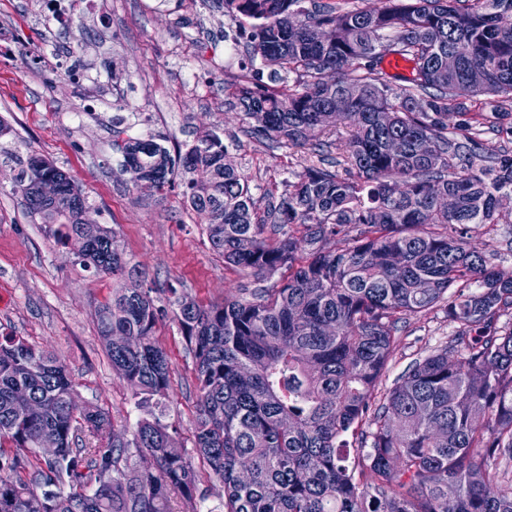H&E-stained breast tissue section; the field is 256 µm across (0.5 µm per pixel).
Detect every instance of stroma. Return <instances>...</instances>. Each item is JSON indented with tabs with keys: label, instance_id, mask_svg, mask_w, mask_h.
I'll return each mask as SVG.
<instances>
[{
	"label": "stroma",
	"instance_id": "obj_1",
	"mask_svg": "<svg viewBox=\"0 0 512 512\" xmlns=\"http://www.w3.org/2000/svg\"><path fill=\"white\" fill-rule=\"evenodd\" d=\"M0 334L57 355L71 371L80 402L108 411L119 425L142 416L127 383L113 371L98 333L96 309L119 288L95 275L28 213L14 178L20 160L38 153L71 173L96 223L112 227L127 262L162 290L171 286L203 303L255 280L225 267L207 239L203 215L181 195L148 197L121 174L112 118L171 152L186 151L201 132L216 133L259 205L280 195L319 156L311 146H269L255 138L238 105L239 76L269 67L246 49L224 53L239 23L217 0H0ZM194 79H187V72ZM94 104L84 121L72 115ZM503 223L478 230L472 246L496 269L512 273V203ZM454 331L444 309L408 317L382 377L393 387L411 361L443 348ZM155 336L172 362L165 423L190 441L195 419V362L176 323Z\"/></svg>",
	"mask_w": 512,
	"mask_h": 512
}]
</instances>
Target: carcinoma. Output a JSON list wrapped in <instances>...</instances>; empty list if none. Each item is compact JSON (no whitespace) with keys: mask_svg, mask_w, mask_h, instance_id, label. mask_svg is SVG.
<instances>
[{"mask_svg":"<svg viewBox=\"0 0 512 512\" xmlns=\"http://www.w3.org/2000/svg\"><path fill=\"white\" fill-rule=\"evenodd\" d=\"M303 2L224 0L252 21L251 53L271 67L269 84H235L253 133L312 140L320 154L264 210L212 132L176 156L152 139L117 144L143 193L174 190L180 167L204 172L182 195L205 216L211 248L258 282L279 274L273 286L207 305L168 288L161 305L111 250L112 228L84 222L71 175L36 155L20 165L29 213L84 268L127 278L97 325L145 417L118 431L97 406L75 412L64 362L1 336L0 442L16 452L0 448V512H174V495L180 512H199L200 474L161 421L171 362L153 332L168 315L195 360L192 443L223 484L222 512H512V274L469 244L500 221L512 156L484 146V113L446 122L462 96L512 101V0H360L313 14ZM389 56L411 64L398 87L382 68ZM333 113L351 128L344 143L319 139ZM46 178L53 201L39 194ZM448 195L451 211L438 205ZM332 237L346 246L325 249ZM437 307L455 328L449 345L376 402L399 324ZM39 433L58 442L55 457L41 455ZM81 433L100 446L79 444Z\"/></svg>","mask_w":512,"mask_h":512,"instance_id":"1","label":"carcinoma"}]
</instances>
